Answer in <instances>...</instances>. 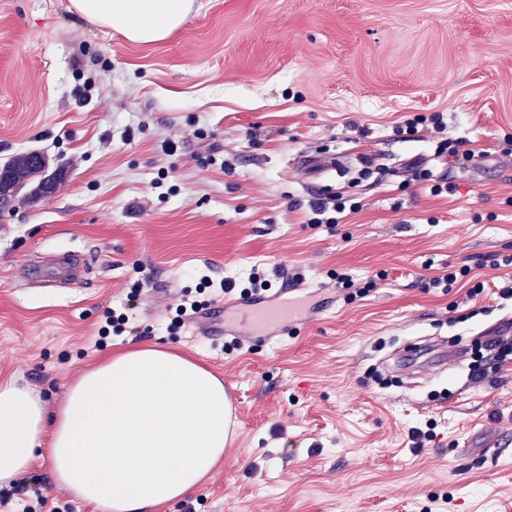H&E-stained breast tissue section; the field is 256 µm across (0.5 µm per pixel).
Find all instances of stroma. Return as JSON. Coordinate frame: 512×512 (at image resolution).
<instances>
[{
	"label": "stroma",
	"mask_w": 512,
	"mask_h": 512,
	"mask_svg": "<svg viewBox=\"0 0 512 512\" xmlns=\"http://www.w3.org/2000/svg\"><path fill=\"white\" fill-rule=\"evenodd\" d=\"M435 112L478 160L449 166L434 130L402 132L405 115ZM32 150L65 178L0 216V378L24 377L53 408L135 342L237 392L223 463L158 512H512V450L477 459L483 438L512 430V362L488 348L512 328L499 296L512 280L499 264L512 255V0H195L152 44L70 0H0V163ZM310 155L348 168L309 181ZM419 168L451 192L432 196ZM336 194L358 211L309 223L310 202ZM70 251L93 257L82 283L15 287L31 255ZM254 267L275 284L297 272L326 283V311L227 354L206 323L170 328L200 275ZM450 268L468 274L432 287ZM135 289L136 335L91 349ZM438 339L462 342L464 360L404 366ZM415 427L433 435L424 447Z\"/></svg>",
	"instance_id": "stroma-1"
}]
</instances>
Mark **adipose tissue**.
<instances>
[{"instance_id":"1","label":"adipose tissue","mask_w":512,"mask_h":512,"mask_svg":"<svg viewBox=\"0 0 512 512\" xmlns=\"http://www.w3.org/2000/svg\"><path fill=\"white\" fill-rule=\"evenodd\" d=\"M77 14L126 41L179 29L194 0H70ZM224 383L154 346L108 354L48 410L37 386L0 379V487L48 461L54 483L98 512H157L185 499L223 460Z\"/></svg>"}]
</instances>
